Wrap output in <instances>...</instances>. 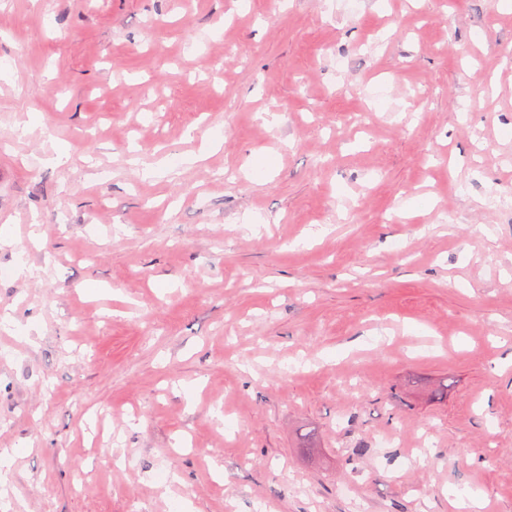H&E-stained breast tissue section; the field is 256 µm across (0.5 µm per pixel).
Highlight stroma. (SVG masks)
<instances>
[{"label":"stroma","instance_id":"1","mask_svg":"<svg viewBox=\"0 0 512 512\" xmlns=\"http://www.w3.org/2000/svg\"><path fill=\"white\" fill-rule=\"evenodd\" d=\"M1 59L0 512H512V0H0Z\"/></svg>","mask_w":512,"mask_h":512}]
</instances>
